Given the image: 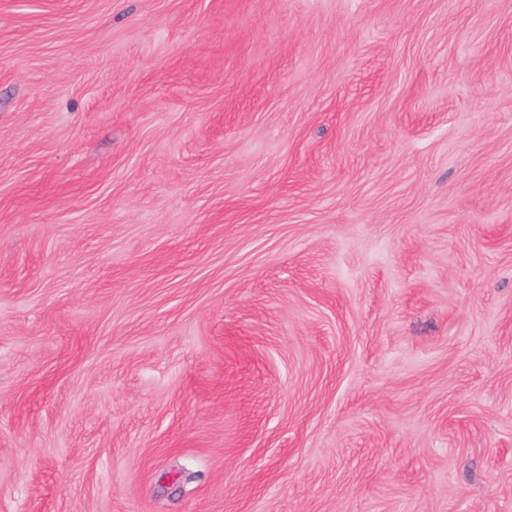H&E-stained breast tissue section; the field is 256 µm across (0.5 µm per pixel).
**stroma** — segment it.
Here are the masks:
<instances>
[{
  "label": "stroma",
  "instance_id": "obj_1",
  "mask_svg": "<svg viewBox=\"0 0 512 512\" xmlns=\"http://www.w3.org/2000/svg\"><path fill=\"white\" fill-rule=\"evenodd\" d=\"M0 512H512V0H0Z\"/></svg>",
  "mask_w": 512,
  "mask_h": 512
}]
</instances>
